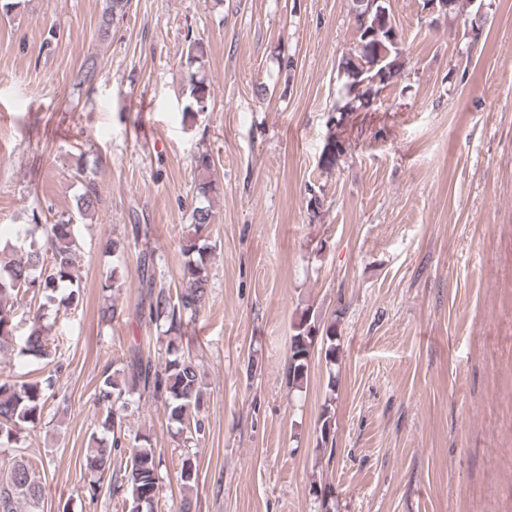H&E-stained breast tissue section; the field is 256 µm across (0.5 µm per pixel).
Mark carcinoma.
<instances>
[{
  "label": "carcinoma",
  "instance_id": "carcinoma-1",
  "mask_svg": "<svg viewBox=\"0 0 512 512\" xmlns=\"http://www.w3.org/2000/svg\"><path fill=\"white\" fill-rule=\"evenodd\" d=\"M354 22L357 32L355 48L342 56L338 64V99L334 112L340 124L351 112H364L372 107L378 93L392 85L404 74L402 37L392 14L390 0H379L369 7V0H354ZM473 0H437L438 14H458L471 6ZM131 0H105L98 24V32L106 38L112 26L127 16ZM206 49L196 40L186 52L189 71V103L186 116L201 100H208L210 88L201 75ZM343 151V142L328 141L321 156V165L329 169L336 155ZM198 172L196 196L203 203L193 207L191 224L195 237L182 246L184 257L181 268L186 285L175 291L157 287L154 277L156 255L144 251L140 256L142 284L146 288L140 314L147 315L160 335L145 336L132 343L126 354L122 372H105L99 386L98 401L105 406L102 428L110 437L92 439L86 448L81 468L90 474L92 491L100 488L101 480L110 475V492L125 498L129 512H153L160 489L161 455L148 440L126 430L125 419L132 405V397L147 396L163 407L168 421L178 431L188 433L186 440L203 438L209 428L204 414L206 393L203 391L199 365L194 356L181 351L183 327L199 317L209 299V267L200 257V238L214 221V212L208 204L220 190L213 172L215 162L208 152L196 156ZM84 178V193L76 202L80 219L92 214L99 202L95 170L77 167ZM81 245L73 217L54 223L43 221L40 213L32 211L24 229L21 245L0 244V348L12 335L15 307L35 300L32 326L17 347L22 356L44 360L62 368L63 354L49 336L44 320L51 311L76 308L83 303L84 286L74 274ZM344 308L336 309L329 322H324L316 311L305 309L292 325L285 382L288 391H300L308 383L313 356L336 364L340 353L338 324ZM166 344V356L151 354L152 342ZM56 385L55 372L40 380H24L21 376L0 371V512H44L43 488L36 479L32 464L14 449L21 447L24 433L42 420L44 410ZM336 377L327 381V396L315 423L316 447L334 453L336 420L333 412ZM199 465L197 456L182 455L176 478L185 488L197 484Z\"/></svg>",
  "mask_w": 512,
  "mask_h": 512
}]
</instances>
